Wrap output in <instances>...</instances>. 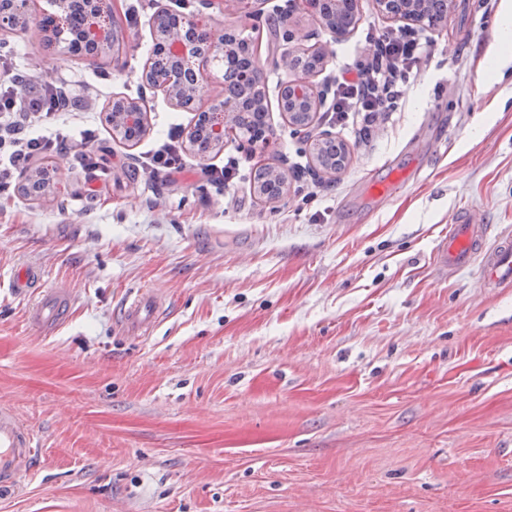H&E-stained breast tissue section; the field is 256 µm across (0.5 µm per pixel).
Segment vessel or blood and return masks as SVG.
<instances>
[{"mask_svg":"<svg viewBox=\"0 0 512 512\" xmlns=\"http://www.w3.org/2000/svg\"><path fill=\"white\" fill-rule=\"evenodd\" d=\"M486 227L476 223L472 213H463L449 225L439 241L434 260L445 270H455L481 258L484 285L501 288L512 284V237H499L493 247H486ZM10 288L25 294L41 289L43 295L30 313L31 323L41 329L59 325L67 315L68 296L64 291L45 290L39 269L25 266L10 278ZM161 316V307L153 290H143L126 303L118 322L123 333L143 337L151 332ZM39 455L37 437L12 410L0 407V494L13 491L22 478L33 476Z\"/></svg>","mask_w":512,"mask_h":512,"instance_id":"b4317fda","label":"vessel or blood"}]
</instances>
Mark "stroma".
Masks as SVG:
<instances>
[{
	"label": "stroma",
	"mask_w": 512,
	"mask_h": 512,
	"mask_svg": "<svg viewBox=\"0 0 512 512\" xmlns=\"http://www.w3.org/2000/svg\"><path fill=\"white\" fill-rule=\"evenodd\" d=\"M179 0H119V60L96 67L47 49L37 24L7 35L16 66L67 83L78 109L42 133L94 130L92 161L53 155L60 187L0 195V406L34 430L38 474L0 495V512H512V286L483 285L481 262L439 272L432 254L457 212L512 234V63L477 81L502 0H452L398 107L349 132L328 108L347 162L314 161L305 132L271 110L269 143L230 135L171 178L146 160L193 113L141 80L151 22ZM183 11L259 35L269 101L293 79L285 55L319 45L316 84L363 60L393 29L374 0L341 38L286 0H180ZM290 15L271 33L273 18ZM145 98L134 145L103 121L113 96ZM239 164L234 188L207 171ZM285 173L284 196L253 190L259 165ZM397 169L384 199L370 181ZM34 265L71 300L53 333L30 324L35 295L5 281ZM165 300L150 335L117 325L140 289Z\"/></svg>",
	"instance_id": "stroma-1"
}]
</instances>
